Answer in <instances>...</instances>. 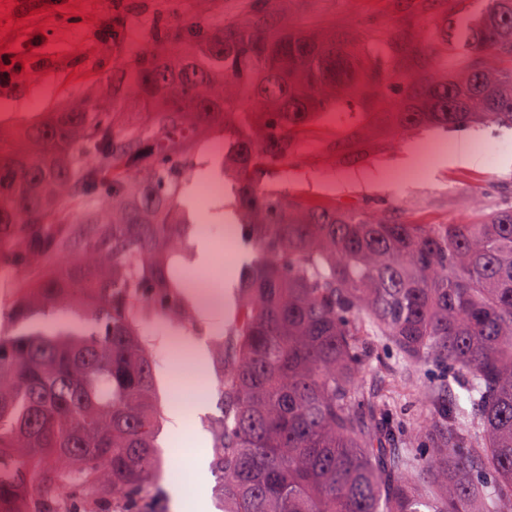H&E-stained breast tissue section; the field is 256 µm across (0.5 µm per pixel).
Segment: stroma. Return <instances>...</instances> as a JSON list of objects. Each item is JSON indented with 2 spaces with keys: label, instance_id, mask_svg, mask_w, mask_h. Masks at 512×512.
<instances>
[{
  "label": "stroma",
  "instance_id": "35a3bbf8",
  "mask_svg": "<svg viewBox=\"0 0 512 512\" xmlns=\"http://www.w3.org/2000/svg\"><path fill=\"white\" fill-rule=\"evenodd\" d=\"M482 6L483 0H0V50L31 51L24 70L0 87V124L16 126L75 100L105 97L113 76L128 71L144 48H180L192 28L221 29L257 16L347 33L356 50L385 62L390 79L383 97L399 99L405 80L457 66L446 45V22ZM381 99L370 95L322 114L300 136L288 164L260 176L261 186L432 224L466 219L512 199V127L411 130ZM463 143L478 148L481 166L455 161ZM233 146V136L222 133L195 142L186 202L200 230L190 238L182 267L185 280L217 292L225 322L255 250L240 238L233 246L225 244V231L235 224L231 192L204 201L198 187L207 179L220 180L222 151ZM143 335L155 362L162 412H169L179 391L204 401L200 410L186 414L179 429L166 421L160 426L156 510L173 512L171 487L178 484L185 512H195L199 499L205 512H222L207 428L218 402L203 394L213 369L198 367L196 359L210 354L224 331L200 318L184 328L157 312L144 324ZM441 381V373L430 368L400 371L388 347L379 348L361 373L362 385L400 419L414 416Z\"/></svg>",
  "mask_w": 512,
  "mask_h": 512
}]
</instances>
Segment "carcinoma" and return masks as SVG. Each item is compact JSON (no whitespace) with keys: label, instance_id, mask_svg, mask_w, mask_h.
<instances>
[{"label":"carcinoma","instance_id":"cac0c4a2","mask_svg":"<svg viewBox=\"0 0 512 512\" xmlns=\"http://www.w3.org/2000/svg\"><path fill=\"white\" fill-rule=\"evenodd\" d=\"M485 2L448 20L458 66L389 103L403 126L512 125V0ZM388 78L339 34L196 28L177 53L141 52L106 100L0 126V264L39 269L0 328V512H148L162 412L142 324L157 307L193 323L175 258L188 151L215 130L236 137L224 178L257 252L212 350L224 512H512V200L425 224L254 178L288 164L317 114ZM136 103L148 143L126 119ZM376 342L402 370L448 375L408 448L360 382Z\"/></svg>","mask_w":512,"mask_h":512}]
</instances>
